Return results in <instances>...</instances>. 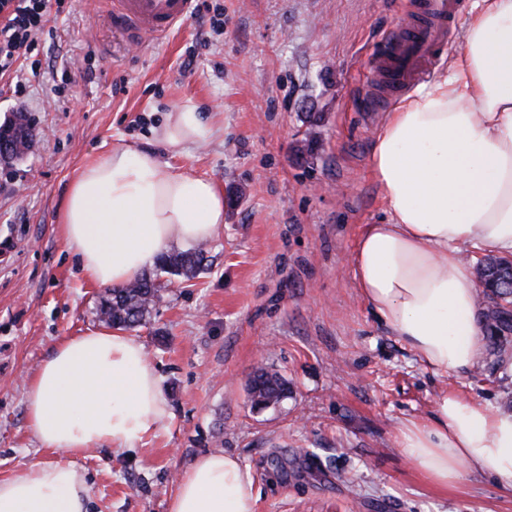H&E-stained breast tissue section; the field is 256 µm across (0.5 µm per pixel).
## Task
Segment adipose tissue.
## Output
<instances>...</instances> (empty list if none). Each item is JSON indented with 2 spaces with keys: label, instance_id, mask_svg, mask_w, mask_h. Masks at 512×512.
Instances as JSON below:
<instances>
[{
  "label": "adipose tissue",
  "instance_id": "1",
  "mask_svg": "<svg viewBox=\"0 0 512 512\" xmlns=\"http://www.w3.org/2000/svg\"><path fill=\"white\" fill-rule=\"evenodd\" d=\"M220 132L187 103L155 129L170 151ZM371 169L388 220L361 225L350 283L433 375L483 357L476 282L465 249L512 255V0H475L462 50L380 125ZM59 231L82 277L122 287L178 245L216 237L224 193L209 178L130 144L84 163L71 179ZM42 447L65 452L0 480V512H87L76 459L90 448L134 452L168 416L142 344L99 328L61 338L25 389ZM397 444L427 479L452 487L471 472L512 491V413L449 390L429 420L401 424ZM240 460L206 453L184 469L169 512H255Z\"/></svg>",
  "mask_w": 512,
  "mask_h": 512
}]
</instances>
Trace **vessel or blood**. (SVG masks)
<instances>
[{"instance_id":"1","label":"vessel or blood","mask_w":512,"mask_h":512,"mask_svg":"<svg viewBox=\"0 0 512 512\" xmlns=\"http://www.w3.org/2000/svg\"><path fill=\"white\" fill-rule=\"evenodd\" d=\"M195 0H113L110 26L131 37L147 33L163 39L192 14ZM461 12V0H415L403 24L374 56L365 84L372 107L382 109L394 96L418 84L439 58L448 32Z\"/></svg>"}]
</instances>
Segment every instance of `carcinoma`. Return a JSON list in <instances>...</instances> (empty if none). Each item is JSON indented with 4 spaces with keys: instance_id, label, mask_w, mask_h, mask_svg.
Returning a JSON list of instances; mask_svg holds the SVG:
<instances>
[{
    "instance_id": "carcinoma-1",
    "label": "carcinoma",
    "mask_w": 512,
    "mask_h": 512,
    "mask_svg": "<svg viewBox=\"0 0 512 512\" xmlns=\"http://www.w3.org/2000/svg\"><path fill=\"white\" fill-rule=\"evenodd\" d=\"M34 137L29 118L19 123L0 125V144L8 146V156L19 157L30 146ZM207 251L198 246L183 252H172L158 259L159 270L185 280L195 278L206 266ZM477 279L491 283L494 288L483 292L495 309L487 322L493 336L512 332V260L488 256L475 267ZM161 286L157 280L143 275L121 288L106 291L99 306L100 318L118 328H132L147 323L160 300ZM288 387L284 381L263 367L253 372L250 395L254 406L265 408L286 398Z\"/></svg>"
}]
</instances>
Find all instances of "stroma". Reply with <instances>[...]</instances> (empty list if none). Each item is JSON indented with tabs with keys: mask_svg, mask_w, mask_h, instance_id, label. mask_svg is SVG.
I'll return each mask as SVG.
<instances>
[{
	"mask_svg": "<svg viewBox=\"0 0 512 512\" xmlns=\"http://www.w3.org/2000/svg\"><path fill=\"white\" fill-rule=\"evenodd\" d=\"M97 9L67 0L0 77V124L23 112L35 127L23 160L0 161V479L59 459L28 425L25 383L60 338L101 326L105 290L57 226L72 176L121 141L169 158L153 130L193 101L224 130L177 162L223 190L224 229L196 278L158 274L150 322L129 331L169 416L137 452L78 458L90 512H168L180 471L218 451L251 471L256 512H512V491L469 472L438 488L397 445L451 388L512 408V334L503 348L483 335L474 370L439 378L350 283L360 225L387 219L370 170L384 115L367 111L364 83L403 0H196L181 28L139 44ZM261 365L288 384L264 409L248 391Z\"/></svg>",
	"mask_w": 512,
	"mask_h": 512,
	"instance_id": "stroma-1",
	"label": "stroma"
}]
</instances>
